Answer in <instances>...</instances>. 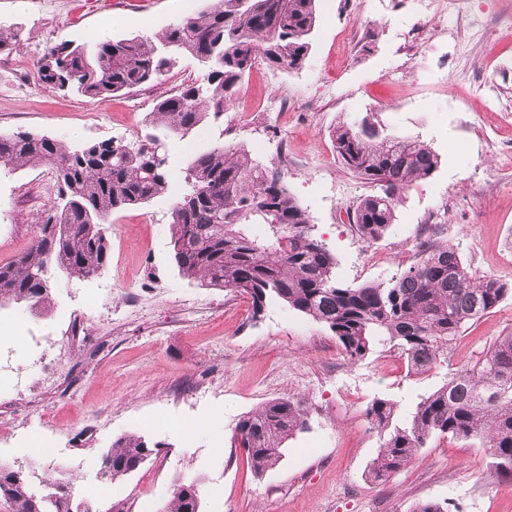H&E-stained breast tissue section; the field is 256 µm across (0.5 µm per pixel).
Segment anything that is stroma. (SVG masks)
I'll use <instances>...</instances> for the list:
<instances>
[{"mask_svg": "<svg viewBox=\"0 0 512 512\" xmlns=\"http://www.w3.org/2000/svg\"><path fill=\"white\" fill-rule=\"evenodd\" d=\"M430 24L417 45L407 0H317L308 59L288 72L258 64L221 119L184 138L151 125L160 97L199 79L190 57L155 82L108 100L42 84L34 64L63 42L89 43L98 27L112 40H157L178 18L170 0H0V26L21 42L0 53V132L27 130L65 146L157 136L170 161L173 192L110 218L111 250L101 274L79 281L50 271L46 312L0 308V325L22 321L27 336L2 341L0 459L20 465L40 432L71 469L93 512H163L175 486L197 480L201 512H414L423 501L448 512H512V483L494 479L482 449L440 439L383 485L366 479L381 441L365 409L373 398L401 413L469 365L492 336L512 329V294L458 340L447 363L413 374L396 352L376 349L352 364L329 329L288 306L269 303L251 318L247 296L183 279L172 260L169 215L183 192L190 157L218 143L259 148L307 208L314 233L336 257L347 286L390 280L415 260L419 240L453 245L477 276L512 285V112L489 110L472 93L490 77L512 95V35L459 51L441 0H424ZM377 113L385 133L419 137L439 155L437 170L402 195L396 221L364 240L347 208L373 194L336 157L340 122ZM57 197L45 166L0 170V264L38 234ZM28 376L25 390L13 374ZM303 401L307 429L288 440L279 465L263 475L234 442L237 423L266 402ZM139 433L156 454L124 479L96 488L101 454Z\"/></svg>", "mask_w": 512, "mask_h": 512, "instance_id": "1", "label": "stroma"}]
</instances>
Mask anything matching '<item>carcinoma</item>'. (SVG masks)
<instances>
[{"instance_id": "cac0c4a2", "label": "carcinoma", "mask_w": 512, "mask_h": 512, "mask_svg": "<svg viewBox=\"0 0 512 512\" xmlns=\"http://www.w3.org/2000/svg\"><path fill=\"white\" fill-rule=\"evenodd\" d=\"M316 0H213L211 6L171 26L155 44L131 37L94 45L61 43L36 61L38 80L106 100L158 78L181 56L203 67L200 80L161 98L155 115L184 138L224 114L244 75L259 60L299 70L307 60L317 23ZM336 153L358 178L376 185L347 209L348 222L366 240L387 233L403 192L431 176L438 155L419 137L381 135L365 116L335 131ZM49 165L57 202L46 209L38 235L12 262L0 265V307L46 308L57 269L79 280L97 275L110 253L113 212L168 193L164 145L154 135L133 143L113 139L65 147L47 136L18 130L0 134V168ZM186 189L171 212V249L179 274L204 286L249 296L252 319L271 301L325 325L346 359L357 363L378 347L398 354L410 371L428 372L448 360L462 329L495 310L512 292L491 276L477 278L449 244L418 245L417 260L386 283L346 286L336 280V259L312 234L310 216L284 181L241 145L218 144L185 168ZM263 224L258 238L243 226ZM381 440L367 470L374 484L387 482L435 437L477 440L489 452L492 476L512 482V330L491 338L472 364L420 399L407 416L399 404L375 398L365 411ZM307 426L303 404L275 399L238 422L234 439L258 475L277 466L282 444ZM130 434L105 451L100 479L112 483L135 472L155 452ZM72 477L63 467L49 481L30 466L21 471L0 460L5 512H77ZM199 484H177L164 512H201Z\"/></svg>"}]
</instances>
